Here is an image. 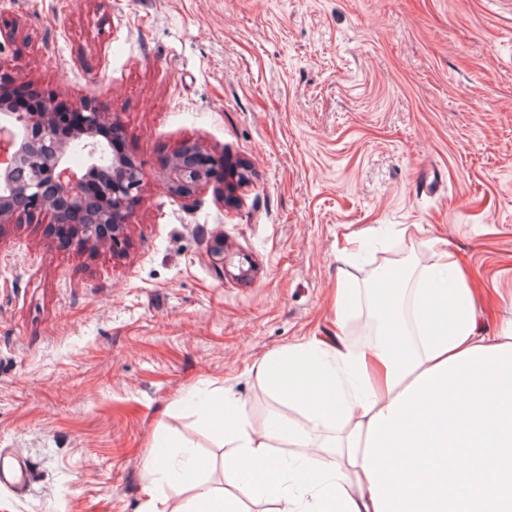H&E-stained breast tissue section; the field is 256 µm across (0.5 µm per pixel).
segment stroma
<instances>
[{
	"instance_id": "stroma-1",
	"label": "stroma",
	"mask_w": 512,
	"mask_h": 512,
	"mask_svg": "<svg viewBox=\"0 0 512 512\" xmlns=\"http://www.w3.org/2000/svg\"><path fill=\"white\" fill-rule=\"evenodd\" d=\"M0 77L115 121L145 178L121 255L60 247L50 217L0 234V452L25 466L0 512H143L155 434L224 451L183 397L218 387L254 426L250 373L335 336L336 279L429 263L448 241L479 287L512 289V0H0ZM201 143L221 176L188 198L165 163ZM377 249L343 263L351 233ZM250 258L212 263L216 234ZM209 256L213 263L220 265L225 271L230 273L239 279H251L258 273V268L254 263L248 261V259L242 258V260H238V264H234V258L237 256L234 253H231L227 250L226 245H224V236L218 235L216 236L209 249ZM245 263L247 264V268H245ZM228 267H233L238 270V273H233L230 270H227Z\"/></svg>"
}]
</instances>
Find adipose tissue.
I'll use <instances>...</instances> for the list:
<instances>
[{
  "label": "adipose tissue",
  "instance_id": "obj_1",
  "mask_svg": "<svg viewBox=\"0 0 512 512\" xmlns=\"http://www.w3.org/2000/svg\"><path fill=\"white\" fill-rule=\"evenodd\" d=\"M431 249L391 291L362 294L339 274L337 326L363 295L391 317L375 344L313 339L252 364L302 422L274 416L256 430L225 394L222 490L201 480L208 463L193 447L170 465V439L155 436L149 469L188 498L150 486L145 512H248L262 501L272 512H512V317L483 332L480 295L454 252L441 239Z\"/></svg>",
  "mask_w": 512,
  "mask_h": 512
}]
</instances>
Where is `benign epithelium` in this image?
<instances>
[{
    "label": "benign epithelium",
    "instance_id": "1",
    "mask_svg": "<svg viewBox=\"0 0 512 512\" xmlns=\"http://www.w3.org/2000/svg\"><path fill=\"white\" fill-rule=\"evenodd\" d=\"M58 102L50 96L41 97L38 109L18 112L27 148L20 147L14 126L0 124V171L5 172L18 163L28 166L27 179L11 185L12 196L51 216L48 232L51 236L63 234L69 245L81 250L119 248L125 240L132 214V203L141 191L145 173L140 164L129 158L112 161V171L97 181L95 194L86 191L87 175L78 174L63 159L67 138L62 136L53 122ZM81 131L92 138L88 148H96L93 141L101 130L109 126L106 113L98 108L80 104ZM205 154L197 142L183 144L167 161L165 173L173 195L189 197L209 180L206 168L194 159ZM19 206L0 197V234L14 223ZM212 262L226 269L238 270L235 277L251 279L258 273L255 264L242 259L234 261L236 254L227 250L224 236H216L209 249Z\"/></svg>",
    "mask_w": 512,
    "mask_h": 512
}]
</instances>
